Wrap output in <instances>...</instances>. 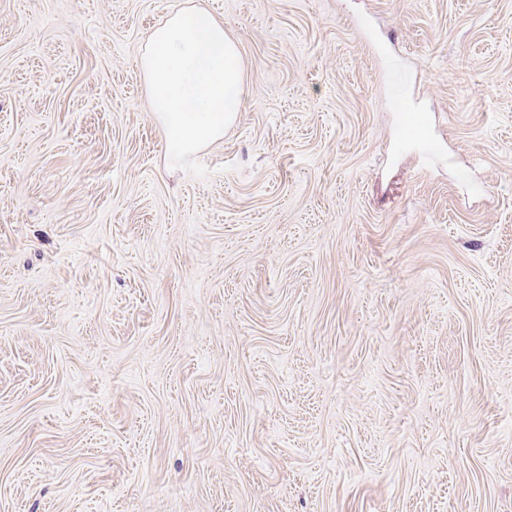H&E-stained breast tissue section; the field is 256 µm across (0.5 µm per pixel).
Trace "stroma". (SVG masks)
Wrapping results in <instances>:
<instances>
[{"label":"stroma","mask_w":512,"mask_h":512,"mask_svg":"<svg viewBox=\"0 0 512 512\" xmlns=\"http://www.w3.org/2000/svg\"><path fill=\"white\" fill-rule=\"evenodd\" d=\"M184 2L0 0V512H512V0H201L203 176Z\"/></svg>","instance_id":"obj_1"}]
</instances>
